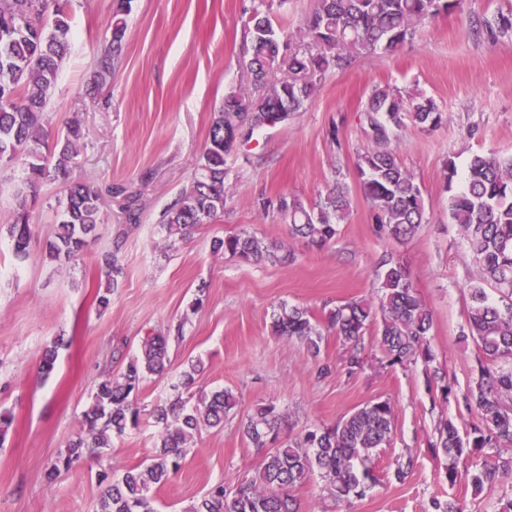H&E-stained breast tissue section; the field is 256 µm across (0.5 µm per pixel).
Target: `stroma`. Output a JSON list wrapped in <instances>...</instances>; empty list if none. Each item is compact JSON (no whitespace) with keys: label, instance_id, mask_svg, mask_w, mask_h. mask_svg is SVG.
Masks as SVG:
<instances>
[{"label":"stroma","instance_id":"1","mask_svg":"<svg viewBox=\"0 0 512 512\" xmlns=\"http://www.w3.org/2000/svg\"><path fill=\"white\" fill-rule=\"evenodd\" d=\"M315 0H133L127 36L111 83L93 87V72L107 42L112 0H71L72 48L62 65L48 114L49 142L70 121L81 124L77 175L111 189L112 197L94 238L76 261L59 266L43 257L53 234L62 188L44 183L32 209L34 231L26 259L12 250L11 186L18 171L0 172V410L14 422L0 445V512H94L101 488L95 459L69 473H48L82 428L98 381L123 370L144 336L183 327L171 344L169 365L151 376L140 398L164 399L189 361L202 359L199 385L226 389L237 399L220 429L202 431L180 471L152 490L156 512H183L213 484L232 491L251 480L259 460L242 423L262 404L286 413L280 440L310 425L337 421L367 401L388 400L395 416L389 446L375 461L377 482L365 497L337 503L319 477L294 489L299 512H429L434 499L457 500L465 512H490L512 473L499 487L473 496L465 481L448 484L444 467L428 448L440 420L468 428L476 411L442 400L431 386L445 373L456 394L477 369L479 351L460 333L470 306L467 285L477 269L457 225L448 218L443 165L464 169L476 152L512 156V0H462L452 11L419 23L395 51L353 55L346 69L330 68L305 109L287 123L262 130L226 162L224 212L199 225L191 239L163 251L164 210L190 185L208 142L213 112L225 94L245 87L241 48L252 11L267 14L289 46ZM398 87L433 98L441 124L423 129L406 123L396 150L425 199L427 224L396 243L381 237L356 178L359 152L371 144L362 110L372 89ZM344 186L350 214L335 240L315 249L291 237L277 215L260 216V198L284 193L314 205L334 185ZM135 193L139 220L128 223L123 207ZM242 231L267 243L291 247L290 265L211 251L213 238ZM123 235V274L109 287L100 257ZM394 256L405 267L417 296L433 315L428 339L434 360L406 366L381 364L367 343L365 367L349 374L347 347L334 332L323 334L321 354L311 357L297 340L276 336L271 318L281 304L308 310L316 321L337 304H378L381 262ZM206 299L193 307L198 285ZM111 289L107 308L99 290ZM55 369L42 375V352L56 338ZM331 372L318 377L320 365ZM158 429L150 416L113 438L109 456L120 467L148 465ZM413 454L405 480L394 472Z\"/></svg>","mask_w":512,"mask_h":512}]
</instances>
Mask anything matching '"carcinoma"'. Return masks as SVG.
Here are the masks:
<instances>
[{
  "label": "carcinoma",
  "instance_id": "cac0c4a2",
  "mask_svg": "<svg viewBox=\"0 0 512 512\" xmlns=\"http://www.w3.org/2000/svg\"><path fill=\"white\" fill-rule=\"evenodd\" d=\"M69 0H0V164L20 163L24 186L16 192L14 220L8 233L16 255L25 256L32 236L31 209L45 181L60 184L67 204L58 215L57 230L45 246L47 258L59 263L74 260L87 238L104 220L103 195L95 186L72 175L81 130L68 126L63 142L53 152L47 147L45 113L48 111L58 72L71 48ZM460 0H317L304 25L302 48L290 52L281 43L267 15L253 11L246 25L243 63L248 88L231 90L214 113L198 173L167 208L161 224L170 250L200 224H209L224 212L226 157L225 132L238 130L243 142L268 127L288 121L302 111L324 73L349 65L354 51L390 52L413 35L414 24L446 12ZM132 0L113 3L108 50L98 60L94 81L99 88L112 77L126 39V17ZM372 131V144L358 155L356 173L372 208L374 221L384 235L404 241L426 222V208L415 177L396 160V147L405 118L424 128L442 123L436 103L424 96L404 94L393 88H376L363 109ZM456 166L444 164L448 214L458 225L477 275L468 285L470 307L463 341L471 340L483 356L479 373L458 398L466 409L476 408L479 421L462 432L450 419L441 421L428 447L445 468L453 485L467 482L474 493L500 482L512 471V157L475 153L467 161L462 186L454 185ZM350 207L340 186L327 190L314 206L282 194L259 202L262 214L277 213L289 224L290 235L300 236L311 247L323 249L336 239ZM212 251L288 264L294 260L284 245L268 246L256 236L241 232L216 237ZM120 242L103 254L102 271L110 287L98 297L107 307V293L117 284L123 267ZM386 266L380 297L381 320L373 308L351 300L337 305L325 317L326 328L348 346V372L364 369L365 336L375 330L376 346L388 366H404L422 359L433 361L428 335L432 314L415 295L405 268L393 257ZM273 332L305 344L312 356L321 352L319 324L307 310L280 306L272 315ZM63 339L47 346L39 369L49 375ZM169 338L152 334L143 338L140 355L117 375L97 383L94 401L83 412V431L71 439L66 454L49 475L68 472L88 456L103 457L112 447V434L136 426L141 417L139 393L150 375H160L168 362ZM203 370L200 360L185 368L172 385L169 397L154 407L152 418L159 427V444L152 462L144 468L121 471L112 464L101 466L102 486L96 512H155L151 489L178 472L204 429L224 427V417L236 399L224 389L206 392L196 387ZM284 413L274 404L263 405L243 424L250 447L260 457L257 476L229 495L224 483L211 487L186 512H299L293 489L317 475L339 500L362 498L376 484V452L390 444L394 411L387 400H371L330 425L311 426L296 437L277 443ZM486 448L497 449V460L471 465Z\"/></svg>",
  "mask_w": 512,
  "mask_h": 512
}]
</instances>
